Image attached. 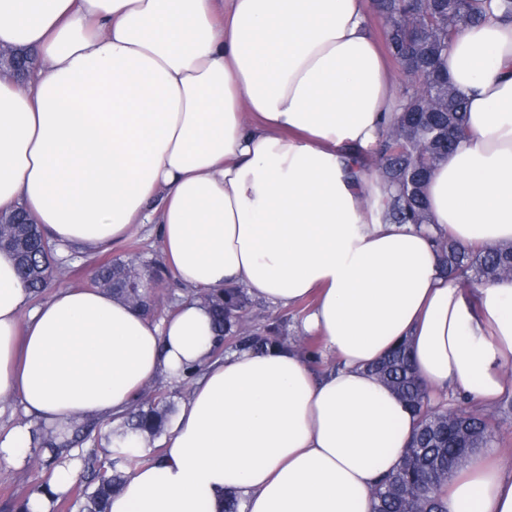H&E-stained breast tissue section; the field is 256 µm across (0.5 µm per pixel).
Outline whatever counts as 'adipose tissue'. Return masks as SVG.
I'll return each mask as SVG.
<instances>
[{"label":"adipose tissue","instance_id":"obj_1","mask_svg":"<svg viewBox=\"0 0 512 512\" xmlns=\"http://www.w3.org/2000/svg\"><path fill=\"white\" fill-rule=\"evenodd\" d=\"M374 0H0V211L24 210L59 254L157 227L182 288L154 320L99 288L32 304L0 251V462L34 454L29 418L119 420L158 379H190L158 460L109 512H372L417 425L369 367L401 342L440 394L512 397V277L473 288L437 268L436 232L512 242V17L467 26L439 69L467 136L425 187L429 223L389 224L367 163L399 92ZM287 308L340 368L296 346L218 354L200 291ZM447 512H512L494 443L453 472Z\"/></svg>","mask_w":512,"mask_h":512}]
</instances>
